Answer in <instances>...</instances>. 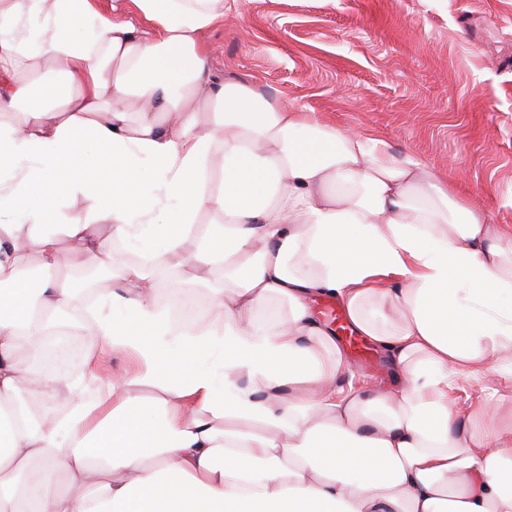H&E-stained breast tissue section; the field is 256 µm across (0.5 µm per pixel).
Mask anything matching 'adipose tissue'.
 Returning <instances> with one entry per match:
<instances>
[{
  "mask_svg": "<svg viewBox=\"0 0 512 512\" xmlns=\"http://www.w3.org/2000/svg\"><path fill=\"white\" fill-rule=\"evenodd\" d=\"M130 2L147 30L94 0H0V512H512V410L453 396L512 359V228L449 214L438 175L380 140L217 81L200 39L237 0ZM48 65L63 83L19 108ZM80 197L94 210H70ZM118 242L144 261L112 269L85 322L94 348L136 357L155 405L125 383L82 401L33 370L76 301L60 244ZM152 258L223 267L233 288L211 289L205 324H174ZM323 296L389 386L342 384Z\"/></svg>",
  "mask_w": 512,
  "mask_h": 512,
  "instance_id": "ef3b65f1",
  "label": "adipose tissue"
}]
</instances>
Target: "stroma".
I'll list each match as a JSON object with an SVG mask.
<instances>
[{
    "mask_svg": "<svg viewBox=\"0 0 512 512\" xmlns=\"http://www.w3.org/2000/svg\"><path fill=\"white\" fill-rule=\"evenodd\" d=\"M204 41L216 76L365 131L512 225V0H240ZM133 371L107 349L68 377L100 389Z\"/></svg>",
    "mask_w": 512,
    "mask_h": 512,
    "instance_id": "35a3bbf8",
    "label": "stroma"
}]
</instances>
